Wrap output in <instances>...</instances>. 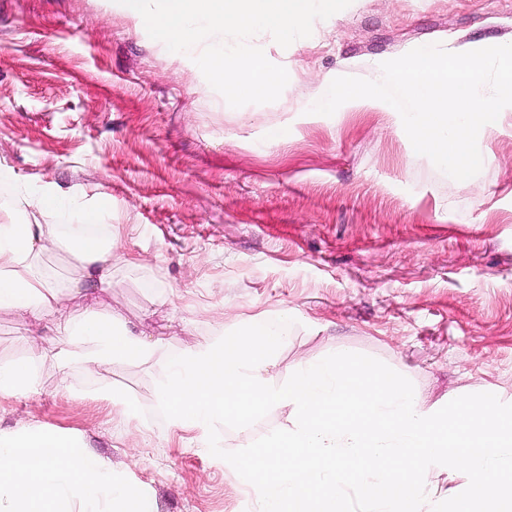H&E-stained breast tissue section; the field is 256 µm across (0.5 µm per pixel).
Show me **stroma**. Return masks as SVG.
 Returning a JSON list of instances; mask_svg holds the SVG:
<instances>
[{"instance_id":"stroma-1","label":"stroma","mask_w":512,"mask_h":512,"mask_svg":"<svg viewBox=\"0 0 512 512\" xmlns=\"http://www.w3.org/2000/svg\"><path fill=\"white\" fill-rule=\"evenodd\" d=\"M253 43L289 83L275 102L233 108L110 0H0V162L27 196H104L98 223L137 228L114 251L145 262L113 266L99 310L140 325L165 357L284 313L280 379L345 349L428 406L512 401V108L479 133L482 168L465 185L409 151L390 105L304 113L324 83L379 79L378 63L414 48L512 43V0H353L289 47ZM279 126L286 139L266 141ZM64 342L0 314V361L39 357L37 393L0 395V434L79 435L155 512H253L235 458L287 408L225 427L220 460L168 424L153 369L117 362L92 380L76 364L64 377ZM92 382L126 407L76 396ZM128 411L147 424L135 449Z\"/></svg>"}]
</instances>
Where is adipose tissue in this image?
<instances>
[{"label":"adipose tissue","mask_w":512,"mask_h":512,"mask_svg":"<svg viewBox=\"0 0 512 512\" xmlns=\"http://www.w3.org/2000/svg\"><path fill=\"white\" fill-rule=\"evenodd\" d=\"M74 204L48 191L27 200L21 214L0 199V312L58 327L68 340L63 365L82 364L92 376L117 361L160 363V409L219 458L218 428L246 429L266 407H286L273 437L237 461L256 512H436L437 490L425 473L442 464L466 475L450 512H512V404L489 395L459 400L446 413L345 351L298 362L280 381L288 328L262 315L158 361L144 332L87 302L88 288L112 285V247L123 227L97 233L61 224ZM61 251L72 259L63 279L46 263ZM78 298L85 305L76 315L68 303ZM37 364L34 356L0 363V394L34 391ZM2 487L12 495L7 512H97L102 496L115 512H154L146 492L116 475L106 458L84 451L78 438L37 429L0 436Z\"/></svg>","instance_id":"ef3b65f1"}]
</instances>
